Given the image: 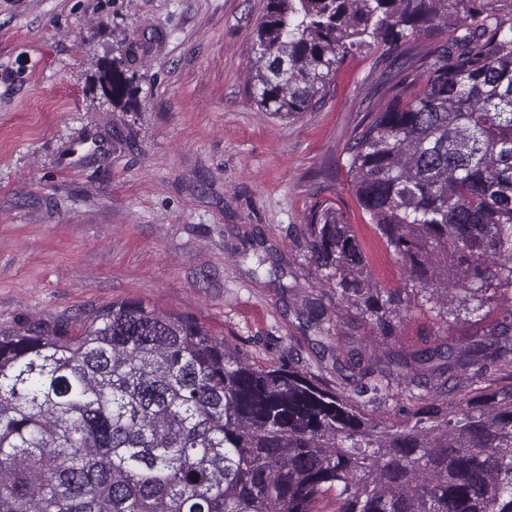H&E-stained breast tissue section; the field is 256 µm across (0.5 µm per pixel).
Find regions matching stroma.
<instances>
[{"instance_id":"obj_1","label":"stroma","mask_w":512,"mask_h":512,"mask_svg":"<svg viewBox=\"0 0 512 512\" xmlns=\"http://www.w3.org/2000/svg\"><path fill=\"white\" fill-rule=\"evenodd\" d=\"M265 0H0V329L134 300L198 321L251 360L293 349L317 369L320 302L339 343L381 355L459 345L502 321L512 291L439 321L411 303L392 342L340 304L302 246L313 205L353 224L382 288L406 276L356 202L347 148L391 100L376 53L348 55L324 103L292 119L250 97ZM130 56L138 112L95 76Z\"/></svg>"}]
</instances>
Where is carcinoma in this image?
Instances as JSON below:
<instances>
[{
	"mask_svg": "<svg viewBox=\"0 0 512 512\" xmlns=\"http://www.w3.org/2000/svg\"><path fill=\"white\" fill-rule=\"evenodd\" d=\"M495 2L266 0L252 37L253 100L281 119L322 103L354 51L398 67L391 103L354 130L353 189L445 323L454 303L477 301L474 314L489 289L512 288V8ZM430 31L446 43L414 59ZM416 63L414 91L398 74ZM100 81L112 104L139 109L121 63ZM304 237L341 303L394 336L408 301L382 295L343 214L315 203ZM303 316L332 360L317 374L291 354L259 365L137 301L0 332V512H320L330 492L334 512H512V386L452 412L446 389L512 375L511 303L494 343L385 363L335 346L314 303ZM368 403L394 415L376 419Z\"/></svg>",
	"mask_w": 512,
	"mask_h": 512,
	"instance_id": "obj_1",
	"label": "carcinoma"
}]
</instances>
